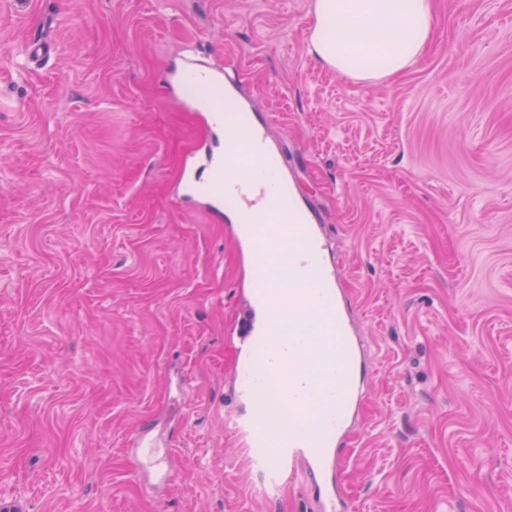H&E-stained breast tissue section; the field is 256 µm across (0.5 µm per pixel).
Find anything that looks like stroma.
Returning <instances> with one entry per match:
<instances>
[{
    "mask_svg": "<svg viewBox=\"0 0 512 512\" xmlns=\"http://www.w3.org/2000/svg\"><path fill=\"white\" fill-rule=\"evenodd\" d=\"M433 2L419 62L357 81L310 54L311 0H0V503L316 512L225 427L249 256L174 199L190 46L269 115L370 353L350 512H512V0Z\"/></svg>",
    "mask_w": 512,
    "mask_h": 512,
    "instance_id": "35a3bbf8",
    "label": "stroma"
}]
</instances>
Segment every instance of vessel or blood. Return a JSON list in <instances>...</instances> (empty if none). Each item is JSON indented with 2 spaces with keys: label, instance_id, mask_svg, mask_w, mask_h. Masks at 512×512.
Returning a JSON list of instances; mask_svg holds the SVG:
<instances>
[{
  "label": "vessel or blood",
  "instance_id": "b4317fda",
  "mask_svg": "<svg viewBox=\"0 0 512 512\" xmlns=\"http://www.w3.org/2000/svg\"><path fill=\"white\" fill-rule=\"evenodd\" d=\"M170 83L183 107L206 113L215 131L224 129L223 98H231L242 116H249L252 100L225 89L220 69L187 66L173 70ZM205 199L209 210L235 212L246 224H262L259 235L238 238L237 244L255 255L251 286L264 297V308L246 301L229 336L242 361L236 398L242 406L233 429L248 437L254 458L273 473L295 471L298 464L318 488L321 512H348L339 485V456L363 399L356 386L360 344L346 320L337 287L338 275L324 261L325 245L312 214L289 194L282 170L268 142L267 127L250 123L223 146L204 158H188L180 173L179 201ZM289 214L287 238H279L269 224ZM281 264L293 282L297 310L316 301L327 315L307 328L280 315L267 286L270 263ZM278 385L296 408L295 417L282 420L268 403L271 385Z\"/></svg>",
  "mask_w": 512,
  "mask_h": 512
}]
</instances>
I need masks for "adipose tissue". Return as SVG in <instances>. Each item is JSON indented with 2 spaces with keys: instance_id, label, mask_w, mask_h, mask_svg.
Instances as JSON below:
<instances>
[{
  "instance_id": "1",
  "label": "adipose tissue",
  "mask_w": 512,
  "mask_h": 512,
  "mask_svg": "<svg viewBox=\"0 0 512 512\" xmlns=\"http://www.w3.org/2000/svg\"><path fill=\"white\" fill-rule=\"evenodd\" d=\"M310 15L311 54L358 80L408 70L433 29L432 0H312Z\"/></svg>"
}]
</instances>
